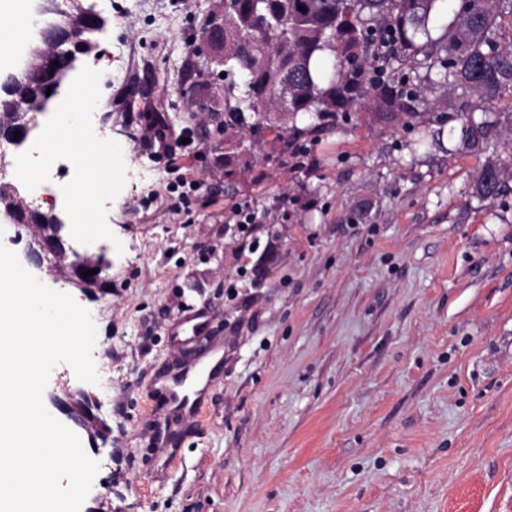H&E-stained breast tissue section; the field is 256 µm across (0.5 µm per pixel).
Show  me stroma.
Wrapping results in <instances>:
<instances>
[{"label": "stroma", "mask_w": 512, "mask_h": 512, "mask_svg": "<svg viewBox=\"0 0 512 512\" xmlns=\"http://www.w3.org/2000/svg\"><path fill=\"white\" fill-rule=\"evenodd\" d=\"M84 3L106 24L62 85L90 81L83 138L117 167L98 231L62 239L108 265L89 292L38 274L97 327L98 383L60 365L43 395L100 463L81 512H512V192L472 196L484 156L450 134L412 153L363 111L298 115L290 145L266 119L225 128L224 0ZM157 120L159 158L140 141ZM51 150L57 191L21 195L65 221L79 147ZM216 346L199 417L159 409L156 378ZM71 397L107 440L62 414Z\"/></svg>", "instance_id": "1"}]
</instances>
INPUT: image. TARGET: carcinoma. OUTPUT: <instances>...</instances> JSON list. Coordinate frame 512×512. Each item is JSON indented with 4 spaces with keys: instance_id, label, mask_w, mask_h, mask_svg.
Masks as SVG:
<instances>
[{
    "instance_id": "obj_1",
    "label": "carcinoma",
    "mask_w": 512,
    "mask_h": 512,
    "mask_svg": "<svg viewBox=\"0 0 512 512\" xmlns=\"http://www.w3.org/2000/svg\"><path fill=\"white\" fill-rule=\"evenodd\" d=\"M256 12L266 28L252 26ZM52 15L68 21L77 40L44 51L43 66L66 72L78 45L92 42L103 25L84 18L82 0H55ZM447 15L448 0H224V29L211 31L213 62L224 66V126L246 127L251 114L280 111L275 94L286 80L296 93L279 121L300 112L348 120L365 109L380 123L419 130L418 146L438 144L444 126L458 121L462 149L483 153L491 140L512 133V109L477 117L471 102L512 93V36L502 32L512 0H476L448 22ZM328 53L331 75L313 68ZM59 87L34 81L15 96L47 103ZM29 122L27 109H0V135ZM509 178L512 169L489 157L472 194L497 198Z\"/></svg>"
}]
</instances>
